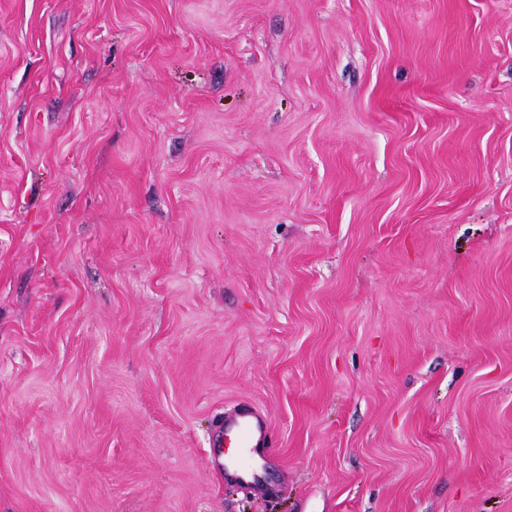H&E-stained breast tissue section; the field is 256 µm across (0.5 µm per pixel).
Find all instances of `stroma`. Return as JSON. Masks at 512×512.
<instances>
[{
  "label": "stroma",
  "mask_w": 512,
  "mask_h": 512,
  "mask_svg": "<svg viewBox=\"0 0 512 512\" xmlns=\"http://www.w3.org/2000/svg\"><path fill=\"white\" fill-rule=\"evenodd\" d=\"M0 512H512V0H0ZM224 438L239 448L233 458L224 460V479L251 489H264L259 462L271 448L270 423L265 415L241 410L224 416L215 445L220 448Z\"/></svg>",
  "instance_id": "stroma-1"
}]
</instances>
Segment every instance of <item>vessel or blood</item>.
Listing matches in <instances>:
<instances>
[{
	"instance_id": "1",
	"label": "vessel or blood",
	"mask_w": 512,
	"mask_h": 512,
	"mask_svg": "<svg viewBox=\"0 0 512 512\" xmlns=\"http://www.w3.org/2000/svg\"><path fill=\"white\" fill-rule=\"evenodd\" d=\"M227 441L233 442L239 453L225 459V479L254 490L262 488L259 463L271 446L268 418L248 410L225 416L224 425L220 427L215 443L220 446Z\"/></svg>"
}]
</instances>
